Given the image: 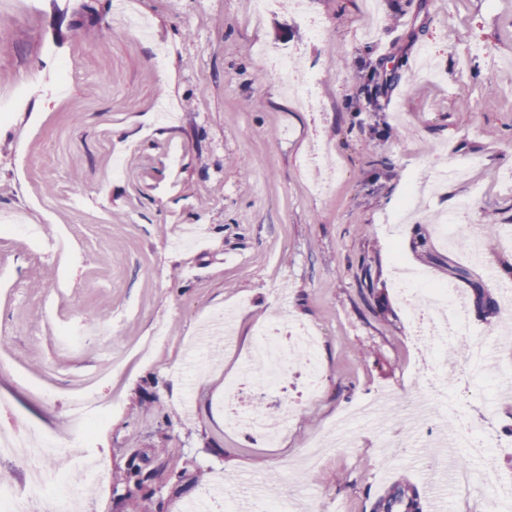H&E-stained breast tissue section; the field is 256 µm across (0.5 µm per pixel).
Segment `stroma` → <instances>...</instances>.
<instances>
[{"mask_svg":"<svg viewBox=\"0 0 512 512\" xmlns=\"http://www.w3.org/2000/svg\"><path fill=\"white\" fill-rule=\"evenodd\" d=\"M305 2L325 28L315 40L288 10L253 18L249 0H133L145 37L118 26L115 0H0V96L31 83L0 121V222L66 240L46 252L0 232V402L64 442L80 391L110 405L77 450L107 472L82 489L90 512H182L219 484L299 512H373L394 483L426 484L428 449L403 420L424 378L400 266L465 304L472 330L452 362L484 339L512 371L506 310L484 304L499 289L488 269L512 273V0ZM51 52L71 64L63 94ZM282 52L318 81L317 109L269 78ZM320 146L338 169L326 195L304 164ZM446 161L468 179L437 185ZM417 185L434 187L431 203L389 229ZM465 201L500 229L477 264L440 234ZM224 311L228 341L205 332ZM273 319L317 328L324 382L269 447L225 431L224 388ZM499 385H448L439 435L453 412L512 445ZM373 399L376 413L336 429ZM386 437L410 445L397 454Z\"/></svg>","mask_w":512,"mask_h":512,"instance_id":"35a3bbf8","label":"stroma"}]
</instances>
